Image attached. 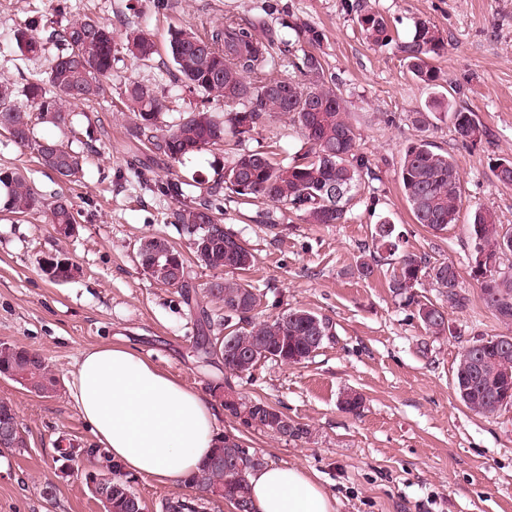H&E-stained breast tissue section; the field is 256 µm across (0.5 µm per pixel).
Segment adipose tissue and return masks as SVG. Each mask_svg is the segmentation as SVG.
Here are the masks:
<instances>
[{
  "mask_svg": "<svg viewBox=\"0 0 512 512\" xmlns=\"http://www.w3.org/2000/svg\"><path fill=\"white\" fill-rule=\"evenodd\" d=\"M68 394L107 461L124 472L175 484L220 445L221 403L184 386L123 344L81 353ZM256 512H335V500L302 467L271 465L249 475Z\"/></svg>",
  "mask_w": 512,
  "mask_h": 512,
  "instance_id": "1",
  "label": "adipose tissue"
}]
</instances>
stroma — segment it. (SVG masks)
Here are the masks:
<instances>
[{"label":"stroma","mask_w":512,"mask_h":512,"mask_svg":"<svg viewBox=\"0 0 512 512\" xmlns=\"http://www.w3.org/2000/svg\"><path fill=\"white\" fill-rule=\"evenodd\" d=\"M343 2L66 0L58 13L56 0H0V77L18 93L44 77L56 52L48 47L41 60L17 54L13 35L31 21L49 16L60 26L87 13L120 35L148 31L160 48L149 65L118 63L103 81L102 96L76 108L75 127L98 121L107 131L88 148L81 181L60 182L0 135V168L21 169L46 198L65 197L77 218L75 233L62 238L49 224L0 210V342L37 350L62 383L44 398L0 377V400L14 406L27 442L0 448V512H104L85 481L87 471L99 470L104 451L65 385L83 350L109 343L135 346L157 368L202 391L229 381L304 425L308 435L288 441L242 428L228 414L219 427L266 463L306 469L335 498L336 512H512V409L493 417L474 413L453 384L463 349L505 331L484 304L465 226L479 207L512 225V188L495 185L491 172L497 159L512 157V0H368L401 40L411 39L418 20L441 32L446 48L432 61L440 75L434 86L418 81L394 47L367 43ZM259 14L283 36L292 14L322 30L326 72L340 84L371 172L343 224H307L255 199L221 200L225 229L256 255L239 278L264 293L262 316L302 308L332 326L330 339L304 362L269 360L252 375L228 378L222 361L200 364L195 313L179 289L148 278L136 248L151 234L187 248V236L170 221L177 202L156 186L175 179L185 196L197 195V181L213 178L238 146L228 140L174 165L149 161L128 134L117 92L131 78L168 97L173 113L189 110L196 100L184 92L164 50L168 31ZM427 105L434 116L422 134L409 114ZM451 106L476 112L487 129L481 142L458 139L446 116ZM422 135L452 154L461 174L459 222L439 235L413 222L399 185L404 150ZM257 139L285 161L302 144L298 129L279 118L261 127ZM135 156L145 161L137 172L129 165ZM384 218L395 225L401 251L454 263L469 302L449 311L446 334L427 332L415 307L392 292L395 258L380 259L370 277L358 275L356 265ZM56 252L80 266L79 278L55 282L42 272L41 258ZM347 391L362 397L356 411L341 403ZM64 448L72 450V463L61 457ZM49 482L55 491L48 500L42 489Z\"/></svg>","instance_id":"35a3bbf8"}]
</instances>
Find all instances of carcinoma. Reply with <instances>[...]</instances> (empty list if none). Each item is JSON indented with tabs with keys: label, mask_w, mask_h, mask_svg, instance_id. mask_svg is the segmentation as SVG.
<instances>
[{
	"label": "carcinoma",
	"mask_w": 512,
	"mask_h": 512,
	"mask_svg": "<svg viewBox=\"0 0 512 512\" xmlns=\"http://www.w3.org/2000/svg\"><path fill=\"white\" fill-rule=\"evenodd\" d=\"M355 12L364 39L379 47L392 43L407 60L409 71L421 82L434 85L438 72L430 59L445 48L439 31L427 21L414 24L411 40L397 42L385 16L370 7L366 0L347 4ZM291 37L278 36L261 19L243 22L233 16L203 32L175 29L169 32L171 61L188 92L200 98V105L183 112L175 122L166 120L169 106L165 97L150 86L127 80L121 87L120 100L128 112L131 135L144 145L154 158L180 163L186 157L219 146L227 137L239 143L255 139L265 122L288 118L297 125L303 143L292 160L283 163L264 146L245 148L236 153L216 178L201 183L199 196L181 201L172 212L173 223L184 227L189 247L197 262L214 271H244L256 260L253 250L236 235L224 230L220 208L214 202L228 195L270 202L296 213L307 224H341L348 220L350 204L361 185L362 175L371 170L369 159L358 152L357 133L349 121L340 86L326 75L318 52L325 34L303 19L288 25ZM17 51L23 57H39L44 42L30 26L14 34ZM58 53L50 61L46 77L27 84L26 107L16 104L13 85L0 80V132L18 147L35 155L39 163L65 183L79 180L86 157L71 144L55 137L36 134L38 125L62 129L67 126L71 107L97 100L103 87L101 80L112 75L117 55L145 65L158 54L151 34L132 31L124 40H115L112 24L90 15L79 16L52 32ZM291 56L298 78L278 73L273 47ZM224 103L229 108L224 120L215 118L212 105ZM458 138L474 143L487 135L477 114L467 108L448 111ZM56 146L55 158L44 145ZM399 179L414 223L435 234L458 223L461 178L456 160L448 153L435 150L424 138L411 142L405 149ZM7 192L6 204L17 214H41L52 225L77 223L71 204L62 197L46 199L19 171L0 169V187ZM465 233L473 249L478 250L491 239L512 241V227L497 222L495 214L478 208ZM376 248L394 254L399 237L395 227L384 218L375 227ZM427 278L446 297L447 305L421 303L410 293L411 284ZM393 293L417 313L430 332L439 335L448 330L447 311L462 310L467 297L458 285V272L451 262L430 264L416 254H404L393 270ZM483 300L488 309L506 327H512V263L498 262L490 279L482 282ZM205 297L224 305V316L214 314L201 302L185 295L187 305L195 311L201 336L197 348L209 362L224 358V373L239 376L251 372L261 361L292 364L307 347L310 323H319L323 336H332L331 326L310 310L291 308L276 317L253 321V312L265 294L235 279L218 277L208 283ZM236 327H231L232 320ZM226 330L237 344L249 352L245 362L224 357V345L210 340L211 332ZM481 358L477 374L461 377V366ZM503 357L502 335L483 337L464 349L453 373V384L460 401L467 407L483 400L498 387L496 362ZM0 375L6 376L29 391L51 397L60 387V378L40 353L23 346L0 343ZM231 415L248 428L278 434L268 417L275 416L271 406L238 397ZM13 431L11 445L25 447L17 412L0 401V429ZM224 446L214 449L209 460L185 480L200 495L193 498L173 497L163 504L165 512H205L212 498L208 493L222 490L220 498L235 512H254L248 474L260 468L264 460L243 444L235 445V463L224 467ZM92 482L91 492L105 512H130L132 500L140 499L132 478L114 464L85 474Z\"/></svg>",
	"instance_id": "obj_1"
}]
</instances>
